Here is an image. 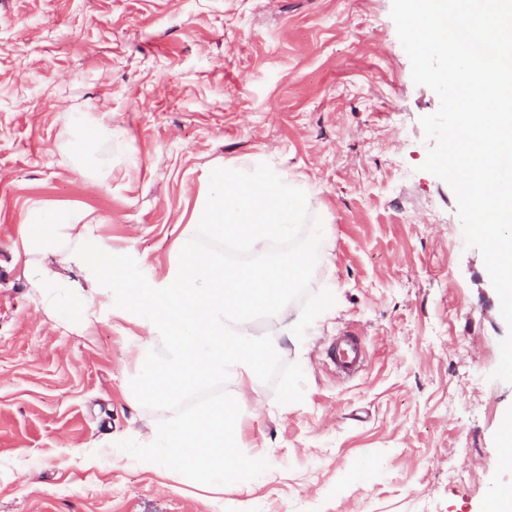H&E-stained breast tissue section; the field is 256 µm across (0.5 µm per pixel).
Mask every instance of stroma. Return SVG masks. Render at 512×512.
<instances>
[{"instance_id":"35a3bbf8","label":"stroma","mask_w":512,"mask_h":512,"mask_svg":"<svg viewBox=\"0 0 512 512\" xmlns=\"http://www.w3.org/2000/svg\"><path fill=\"white\" fill-rule=\"evenodd\" d=\"M392 0H0V512H486L512 488L499 453L512 383L492 379L512 331L457 199L424 171L420 123L439 107L415 84ZM106 114L94 184L61 154L70 113ZM138 149L125 160L126 142ZM297 175L311 206L273 255L306 254L288 297L316 327L231 379L169 407L130 404L134 337L103 312L67 332L23 275L20 224L35 202L77 207L128 254L129 277L164 273L206 166ZM358 334L368 362L336 377L324 352ZM246 390L244 455L215 490L140 464V435Z\"/></svg>"}]
</instances>
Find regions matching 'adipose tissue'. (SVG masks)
<instances>
[{"label": "adipose tissue", "instance_id": "obj_1", "mask_svg": "<svg viewBox=\"0 0 512 512\" xmlns=\"http://www.w3.org/2000/svg\"><path fill=\"white\" fill-rule=\"evenodd\" d=\"M70 125L77 134L72 164L85 175L112 129L105 117L92 119L84 112L71 117ZM202 179L192 218L159 276L129 278L124 253L96 235V220L88 212L36 203L21 224L24 277L45 313L59 316L70 302L82 322L90 323L106 307L146 329L137 342L138 374L128 383L135 401L174 403L230 373L242 382L252 379L271 357L264 338L248 328L256 315L276 317L287 337L295 335L287 301L306 274L304 262L228 264L199 241L205 236L265 253L306 212L309 192L287 174L250 162L212 166ZM72 266L83 269L82 281L62 277V269ZM251 411L240 392L172 418L142 439L141 462L186 477L223 479L254 468L256 458L240 453L237 440L238 425Z\"/></svg>", "mask_w": 512, "mask_h": 512}]
</instances>
